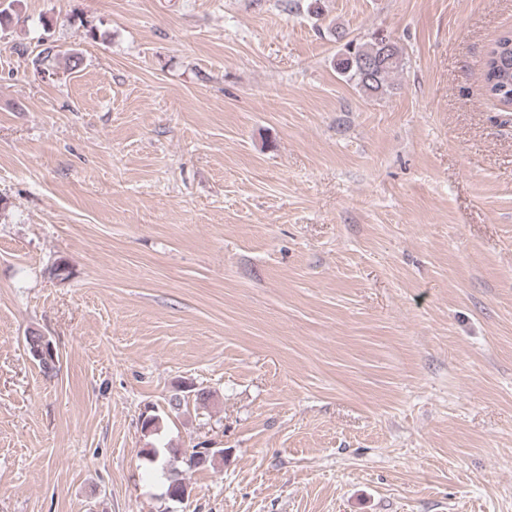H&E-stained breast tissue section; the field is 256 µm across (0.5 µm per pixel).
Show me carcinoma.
I'll return each instance as SVG.
<instances>
[{"label": "carcinoma", "instance_id": "cac0c4a2", "mask_svg": "<svg viewBox=\"0 0 512 512\" xmlns=\"http://www.w3.org/2000/svg\"><path fill=\"white\" fill-rule=\"evenodd\" d=\"M340 48L336 53V73L369 98H382L393 90L390 80L406 66V53L399 42L385 41L377 33L366 41L347 38L335 30ZM482 82L489 97L512 105V30L496 37L486 52Z\"/></svg>", "mask_w": 512, "mask_h": 512}]
</instances>
